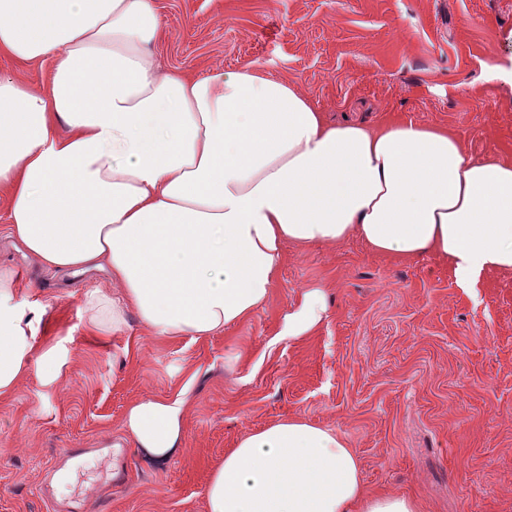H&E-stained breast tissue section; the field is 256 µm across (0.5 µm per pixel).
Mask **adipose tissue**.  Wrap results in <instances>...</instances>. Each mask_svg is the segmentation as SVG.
Listing matches in <instances>:
<instances>
[{"mask_svg": "<svg viewBox=\"0 0 512 512\" xmlns=\"http://www.w3.org/2000/svg\"><path fill=\"white\" fill-rule=\"evenodd\" d=\"M151 0H0V53L53 61L30 87L0 75V194L6 237L50 274L105 271L86 289V327L205 338L268 301L286 243L349 237L409 261L434 253L457 282L512 270V161L468 154L447 128L384 118L332 124L295 83L260 70L196 78L167 69ZM0 266V397L31 369L43 306L15 299ZM326 313L306 291L282 336ZM187 394L142 397L127 438L158 460L182 444ZM207 512H423L373 495L354 448L296 416L241 438L212 470Z\"/></svg>", "mask_w": 512, "mask_h": 512, "instance_id": "adipose-tissue-1", "label": "adipose tissue"}]
</instances>
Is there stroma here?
<instances>
[{"label":"stroma","mask_w":512,"mask_h":512,"mask_svg":"<svg viewBox=\"0 0 512 512\" xmlns=\"http://www.w3.org/2000/svg\"><path fill=\"white\" fill-rule=\"evenodd\" d=\"M166 68L245 67L285 78L331 121L390 115L447 127L474 156L512 160V0H152ZM18 300L48 305L36 344L55 348L0 399V512H206L210 472L245 434L300 415L355 448L371 490L424 512H512V270L460 286L434 254L398 261L350 238L287 246L267 303L205 340L89 332L102 275L40 271L0 240ZM319 326L279 339L309 288ZM136 354L128 358L125 347ZM190 391L183 446L157 462L127 442L131 400ZM121 443L128 476L106 486L96 449ZM78 455L62 458L61 449Z\"/></svg>","instance_id":"stroma-1"}]
</instances>
